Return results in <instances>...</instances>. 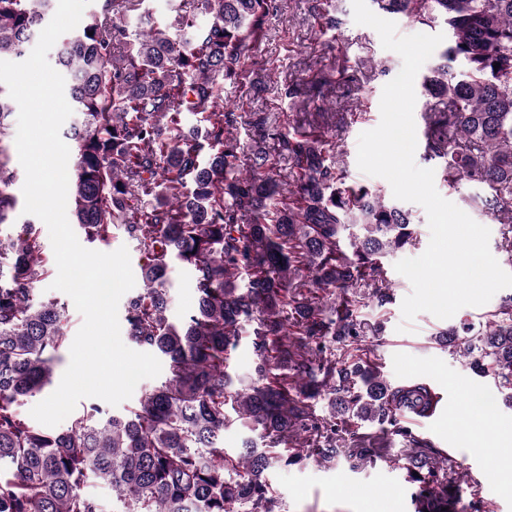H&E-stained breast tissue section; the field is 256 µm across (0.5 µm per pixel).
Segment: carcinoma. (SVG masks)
Here are the masks:
<instances>
[{
    "label": "carcinoma",
    "mask_w": 512,
    "mask_h": 512,
    "mask_svg": "<svg viewBox=\"0 0 512 512\" xmlns=\"http://www.w3.org/2000/svg\"><path fill=\"white\" fill-rule=\"evenodd\" d=\"M53 2L0 0V57L26 56ZM145 2L100 0L59 41L55 63L80 115L66 133L75 224L91 244L115 229L134 244L142 285L124 305L126 337L163 359L165 381L122 415L90 401L47 430L22 413L70 336L63 304L34 303L48 257L42 227L14 218V106L0 84V512H105L86 491L92 476L112 490V512H282L266 471L298 463L302 448L323 463L364 461L379 447L361 425L375 421L414 449V512H462L448 493L455 461L401 421L411 406L430 414L435 394L383 378L366 341L381 326L360 318L369 298L391 299L380 259L415 244L411 213L346 183L312 112L309 130L278 133L289 161L279 179L260 142L246 165L232 134L224 83L243 75L280 0H180L174 34L121 21ZM373 2L452 34L422 82L425 153L449 186L484 189L512 250V0ZM183 108L200 115L192 129ZM175 265L191 271L197 296L178 323L168 317ZM247 324L255 368L245 384L228 367ZM432 341L512 402V296ZM233 425L250 436L232 456Z\"/></svg>",
    "instance_id": "cac0c4a2"
}]
</instances>
